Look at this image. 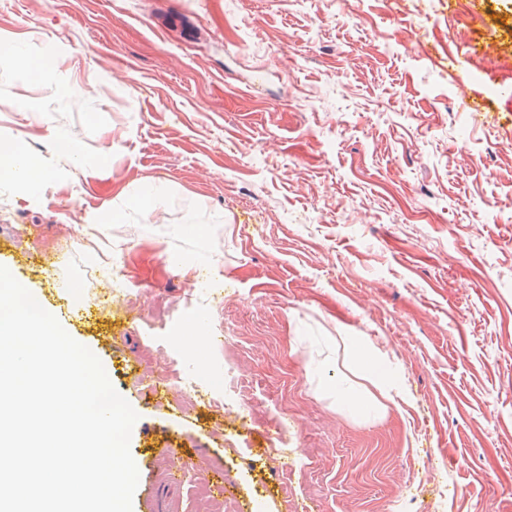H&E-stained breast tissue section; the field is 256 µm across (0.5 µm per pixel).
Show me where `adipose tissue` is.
<instances>
[{"instance_id": "ef3b65f1", "label": "adipose tissue", "mask_w": 512, "mask_h": 512, "mask_svg": "<svg viewBox=\"0 0 512 512\" xmlns=\"http://www.w3.org/2000/svg\"><path fill=\"white\" fill-rule=\"evenodd\" d=\"M4 56L12 63L36 77L46 98H55L59 92L52 76L59 66L56 51L47 50L36 59L25 55L17 45H10ZM52 174L47 159L31 154L23 136L0 137V185L20 187L29 200H36ZM372 390H363L354 383L340 379L332 389L337 401L353 416H366L372 411H384L389 407H401L406 396L388 382L383 373L369 377Z\"/></svg>"}]
</instances>
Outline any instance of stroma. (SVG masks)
<instances>
[{
    "mask_svg": "<svg viewBox=\"0 0 512 512\" xmlns=\"http://www.w3.org/2000/svg\"><path fill=\"white\" fill-rule=\"evenodd\" d=\"M0 34L73 90L0 61V136L84 158L0 187V267L137 413L133 512H201L221 475L235 512H512V0H0ZM147 180L162 204L113 217ZM348 336L405 412L337 403ZM8 51L2 53L1 58H6L12 63L32 75L44 90L47 99L55 98L59 92L58 86L52 81L53 74L59 66V56L54 50H46L37 59H31L24 54L21 47L7 43ZM38 77V78H37ZM54 156L75 167L83 165L80 149L70 139L62 136L56 137ZM164 193V186L160 182L152 183L145 195H141L140 187L128 186L121 190V192L113 200L112 205L115 206L116 211H121L126 207H142L143 213H146L150 208H156L161 196Z\"/></svg>",
    "mask_w": 512,
    "mask_h": 512,
    "instance_id": "35a3bbf8",
    "label": "stroma"
}]
</instances>
